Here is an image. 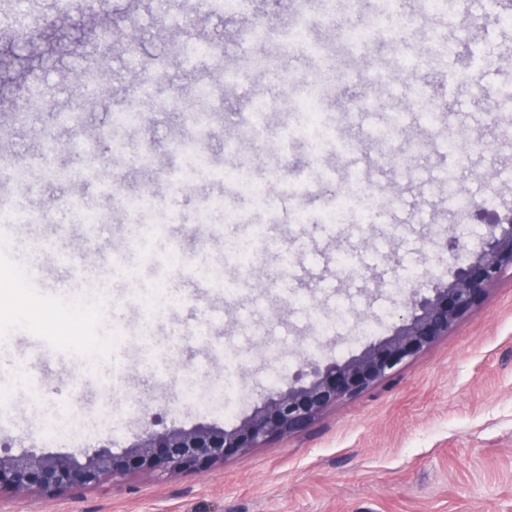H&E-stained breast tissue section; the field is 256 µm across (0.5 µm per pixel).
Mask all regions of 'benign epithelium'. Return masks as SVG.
<instances>
[{
  "label": "benign epithelium",
  "mask_w": 512,
  "mask_h": 512,
  "mask_svg": "<svg viewBox=\"0 0 512 512\" xmlns=\"http://www.w3.org/2000/svg\"><path fill=\"white\" fill-rule=\"evenodd\" d=\"M111 44L112 27L103 22L97 66L107 64ZM478 218L488 225L479 247L454 263L448 282H437L425 293L413 290L389 335L343 361L305 362L280 387L263 394L237 424H172L159 429L154 415L137 439L118 452L110 445L68 454H14L0 448V492H36L50 498L68 488L102 485L134 469L167 475L204 472L228 454L244 452L272 436L299 432L341 398L388 377L404 358L448 335L488 287L512 269V216L483 210Z\"/></svg>",
  "instance_id": "obj_1"
}]
</instances>
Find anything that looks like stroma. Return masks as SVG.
Instances as JSON below:
<instances>
[{
    "label": "stroma",
    "instance_id": "stroma-1",
    "mask_svg": "<svg viewBox=\"0 0 512 512\" xmlns=\"http://www.w3.org/2000/svg\"><path fill=\"white\" fill-rule=\"evenodd\" d=\"M179 22L168 29L169 40L185 45L222 43L221 62L183 65L153 32L160 22L144 0H108L106 20L113 28H140L145 38L128 49L113 48L102 71V91L92 114H84L82 90L73 83V71L90 66L88 51L95 42L84 0H73L63 10L58 0H32L31 26L21 42L7 46L6 65L0 66V114L22 110L32 83L51 86L50 111L79 114L76 122L58 124L46 115L14 124L0 137L16 175L0 176V196L20 200L41 213L38 223L21 224L7 249L9 263L40 269L36 289L18 297L0 299V337L12 339L0 346V388L12 395L0 423V444L24 437L38 453H71L80 448L112 444L127 447L142 430L146 414L163 415L184 426L197 423L236 424L249 413L261 393L281 383L278 361L296 369L303 359L343 360L358 353L372 336L362 327L376 325L378 336L390 334L411 289H424L448 280L454 266L446 243L455 237L476 248L485 231L475 217L461 214L448 199L449 190L476 202H488L500 215L512 214V146L500 142L501 129L512 124V109L494 111L504 90L512 89V27L491 28L478 0H449L447 13L427 15L425 0H399L402 13L415 23L401 37L369 41L361 55H352L344 38L356 18L346 0H336L332 15H324L322 0H251L249 21L272 26L264 39L240 40V20L198 9L197 0H179ZM308 22L307 34L320 57L337 78L322 89L323 116L337 136L360 145L361 174L379 160L376 130L388 128L397 113L417 108L418 95L434 96L443 89L442 113L429 127L400 129L380 184L369 185L375 212L389 209L392 198L418 211L419 219L406 224L357 223L346 216L333 238H325L322 224H270L265 209L240 187L205 176L178 178L185 166L181 151L192 130L184 109H203L197 93L208 87L212 96L228 99L242 112L249 100L265 97L273 107L263 119L264 135L255 140L230 122L228 114L214 115L210 136L199 146L211 166L230 169L248 165L255 180L278 196L284 178L322 184L318 199H295V209L315 213L335 203L349 188L352 168L334 146L320 154L308 152L300 139L289 138L301 119L297 101L304 93L302 76L313 74L315 61L298 48H287L283 38L296 13ZM480 49L490 61L478 67L471 49ZM144 60L140 76L128 72L130 57ZM274 61L276 73L263 68ZM250 71L247 86L224 84V66ZM387 70L403 88L402 97L388 95L368 81L345 82L347 71ZM148 84L141 92L140 84ZM367 94L371 110L363 123L349 120L353 96ZM143 114L142 122L117 125L114 114L126 105ZM109 139L97 154L94 178L51 180L30 171L45 137L62 148L57 165L68 168L63 151L68 143ZM428 138L429 153L419 156L415 140ZM238 148L230 152L226 140ZM456 141L451 154L445 141ZM151 154L154 167L139 165ZM433 170L438 180L422 181L420 171ZM118 182L124 193L151 187L160 206L177 202L193 215L205 200L230 199L251 213L248 224H167L154 243L156 260L129 249L136 225L127 223L121 205L98 197V182ZM83 198L100 217L97 235L84 226L63 221L70 200ZM270 229L274 242L258 254L249 270L227 261L225 252L249 241L256 229ZM100 248L99 269L91 280L123 300L121 319L104 307L91 332L103 350H115L120 378L106 360H97L102 372L97 383L76 387L80 363L57 364L51 352H29L16 339L39 327L54 340L77 341L78 321L50 319L36 301L39 289L63 295L74 284L57 267L55 255L82 266L81 249ZM188 254L186 264L159 267L172 244ZM318 277L290 278L291 263L319 264ZM347 264H339V255ZM125 262L128 274L115 270ZM222 276L223 288L197 295L198 280ZM165 291L164 301L144 310L129 299L131 290ZM265 307L253 323L240 321V310L254 296ZM218 306L223 321L201 344L191 335L205 308ZM124 342L112 346L113 329ZM239 367L232 405L220 397L224 358ZM0 512H512V272L507 271L487 289L482 301L448 332L425 349L407 357L392 375L367 390L344 397L308 427L287 438H274L243 453L225 457L203 473L174 477L137 470L98 487L76 488L53 501L36 495H0Z\"/></svg>",
    "mask_w": 512,
    "mask_h": 512
}]
</instances>
